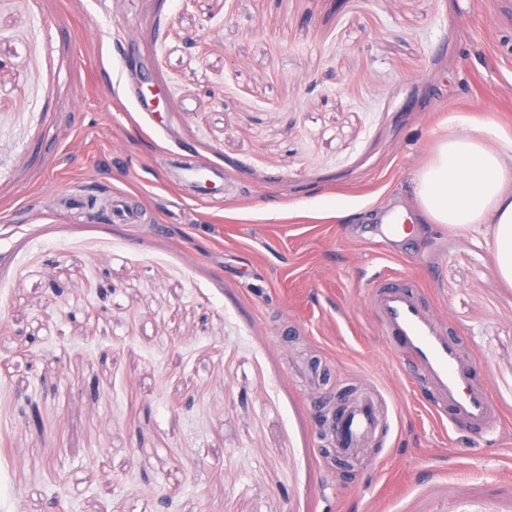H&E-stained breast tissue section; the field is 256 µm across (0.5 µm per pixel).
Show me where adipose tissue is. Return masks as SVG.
Instances as JSON below:
<instances>
[{
	"label": "adipose tissue",
	"instance_id": "ef3b65f1",
	"mask_svg": "<svg viewBox=\"0 0 512 512\" xmlns=\"http://www.w3.org/2000/svg\"><path fill=\"white\" fill-rule=\"evenodd\" d=\"M423 220L482 237L512 285V134L494 122L441 138L417 175Z\"/></svg>",
	"mask_w": 512,
	"mask_h": 512
}]
</instances>
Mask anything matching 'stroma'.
I'll use <instances>...</instances> for the list:
<instances>
[{
  "instance_id": "stroma-1",
  "label": "stroma",
  "mask_w": 512,
  "mask_h": 512,
  "mask_svg": "<svg viewBox=\"0 0 512 512\" xmlns=\"http://www.w3.org/2000/svg\"><path fill=\"white\" fill-rule=\"evenodd\" d=\"M501 2L0 0V512H512V287L412 222L438 137L512 133ZM407 275L500 408L483 436L379 333ZM364 393L388 425L346 461L326 420ZM183 171V179L193 183L198 189L197 196L201 197L207 196L211 193L210 191L213 189L211 185L215 186L216 179L224 181V174L222 176V174L218 171L206 168L202 164L183 168ZM203 171H207L209 173V178H207L206 181H210L211 183L203 184V182L200 180V175Z\"/></svg>"
}]
</instances>
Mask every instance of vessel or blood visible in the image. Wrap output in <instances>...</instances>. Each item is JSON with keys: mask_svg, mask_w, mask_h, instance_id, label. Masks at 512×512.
Listing matches in <instances>:
<instances>
[{"mask_svg": "<svg viewBox=\"0 0 512 512\" xmlns=\"http://www.w3.org/2000/svg\"><path fill=\"white\" fill-rule=\"evenodd\" d=\"M373 305L383 336L417 372L434 411L475 433L489 429L494 410L487 391L458 342L438 323L416 288L379 283ZM384 424L371 400L346 407L331 426L336 454L358 457Z\"/></svg>", "mask_w": 512, "mask_h": 512, "instance_id": "1", "label": "vessel or blood"}]
</instances>
